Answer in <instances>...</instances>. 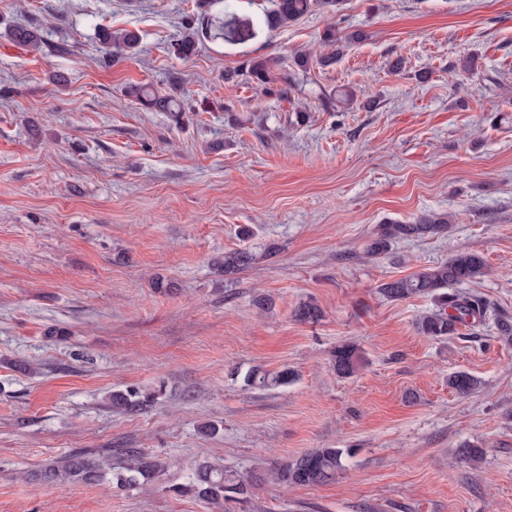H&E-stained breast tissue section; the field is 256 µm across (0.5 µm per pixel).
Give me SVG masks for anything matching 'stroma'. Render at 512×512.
Segmentation results:
<instances>
[{
	"instance_id": "1",
	"label": "stroma",
	"mask_w": 512,
	"mask_h": 512,
	"mask_svg": "<svg viewBox=\"0 0 512 512\" xmlns=\"http://www.w3.org/2000/svg\"><path fill=\"white\" fill-rule=\"evenodd\" d=\"M223 10L0 0V512H219L171 490L203 461L253 474L230 512H512V345L496 330L512 316V0H345L173 55L185 15ZM17 25L39 30L38 50L10 39ZM100 25L137 31L138 53L103 62ZM331 26L364 38L295 70ZM463 55L478 70L453 79ZM254 57L277 59L271 83L225 82ZM132 84L184 112L147 110ZM431 211L451 215L447 234L364 255L378 225ZM239 250L253 263L225 275ZM461 251L485 257L465 289L491 311L446 341L418 334L433 302L378 286ZM307 300L318 322L295 320ZM346 343L363 364L342 377ZM256 368L295 379L248 387ZM454 371L479 389L457 396ZM126 389L154 399L113 411ZM465 440L484 447L478 465L453 462ZM129 448L167 461L150 489L29 479ZM314 448L351 449L335 482L267 480ZM361 359L358 348L350 343L336 348L332 354V365L336 373L342 376L353 374Z\"/></svg>"
}]
</instances>
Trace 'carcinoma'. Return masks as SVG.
I'll use <instances>...</instances> for the list:
<instances>
[{
    "label": "carcinoma",
    "instance_id": "obj_1",
    "mask_svg": "<svg viewBox=\"0 0 512 512\" xmlns=\"http://www.w3.org/2000/svg\"><path fill=\"white\" fill-rule=\"evenodd\" d=\"M274 9L267 16L269 28H280L294 23L315 9H327L335 14L340 11L343 0H273ZM259 29L253 19L240 14L235 9L225 8L218 16L188 14L183 20V32L170 44L174 55L187 58L196 49L202 39L223 42L230 45L244 44L255 39ZM10 37L16 43L38 48L41 35L28 28H14ZM99 41L105 54L118 59L137 52L140 46L139 35L130 30L112 32L107 28L99 32ZM351 37H339L335 27L327 28L324 42L331 51L320 56L317 63L327 68L336 63L343 54ZM272 63L266 58H253L248 61L244 75L258 85L270 80ZM240 71L224 73V81L236 83ZM130 96L149 110L158 112H181L180 101L173 95H161L149 86H136L129 89ZM451 216L439 213H423L408 224L387 223L377 226L374 237L366 246L365 253L375 256L385 251L392 242L400 239H422L435 237L448 231ZM252 256L246 252H235L224 256V273H234L248 266ZM489 272L483 255L475 251L458 252L448 260L435 266L424 267L405 277L392 279L378 286V293L389 301H403L413 297H428L435 310L418 318L417 332L434 340L444 341L458 334L457 326L467 320H477L484 316L488 302L482 297L452 289L454 285L473 283ZM322 317L321 308L313 301L301 303L295 310L296 320L315 323ZM360 360L358 348L350 343L336 348L332 354V365L336 373L342 376L353 374ZM294 380V374L288 369L269 374L258 370L248 372L244 381L248 386H283ZM480 381L465 371L448 374V388L459 396H467L477 389ZM150 396L136 390L112 394V404L125 412H137L148 406ZM351 454L349 448H315L300 456L288 460L272 471L271 479L282 485L320 486L332 483L344 468L345 456ZM485 449L470 441L463 442L455 449V458L461 463L475 465L483 459ZM166 464L156 456L137 448L126 452L122 466L113 468L101 458L86 453L72 454L58 465L45 468L39 478L47 483L66 485L69 483L96 484L105 478L118 487H138L159 478ZM251 481L234 474L225 468L208 463L199 464L189 477L186 491H191L202 501L224 506V502L246 501Z\"/></svg>",
    "mask_w": 512,
    "mask_h": 512
}]
</instances>
